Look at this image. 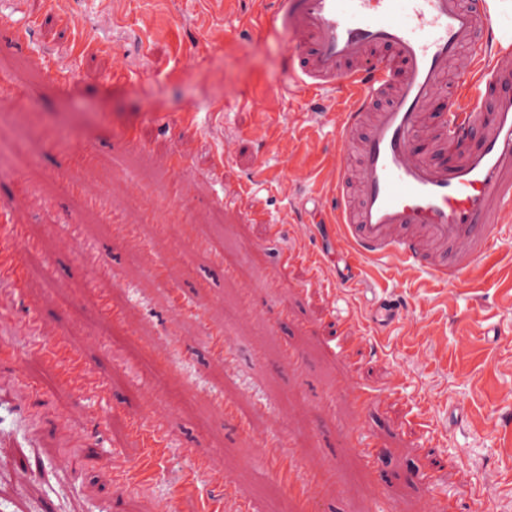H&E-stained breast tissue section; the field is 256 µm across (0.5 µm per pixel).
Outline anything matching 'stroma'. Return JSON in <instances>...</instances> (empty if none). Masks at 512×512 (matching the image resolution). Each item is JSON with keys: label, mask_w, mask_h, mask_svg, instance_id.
<instances>
[{"label": "stroma", "mask_w": 512, "mask_h": 512, "mask_svg": "<svg viewBox=\"0 0 512 512\" xmlns=\"http://www.w3.org/2000/svg\"><path fill=\"white\" fill-rule=\"evenodd\" d=\"M79 28L61 25L46 0H0V32L26 24L27 41H0V204L34 234L46 256L40 274L0 286V512H215L223 485L197 478L189 449L236 485L250 512H278L280 488L256 441H290L302 468L336 469L334 494L317 512H512L498 495L512 479V425L487 422L512 390V305L497 270L479 295L462 282L424 287L428 275H400L390 259L365 263L364 286L322 288L303 268L282 266L268 227L343 266L330 225L310 214L325 201L317 181L293 176L335 153L340 139L331 93L300 92L285 38L254 0L225 13L213 0H64ZM127 74L111 81L115 54ZM195 124L180 121L184 109ZM275 122L302 139L295 155L257 134ZM144 134L143 148L127 142ZM94 148L88 169L69 162L68 141ZM180 151L178 165L168 156ZM185 183L195 222L239 256L237 277L204 256L174 266L167 284L148 271L169 261L186 225L167 236L142 224L140 198L164 182ZM111 196L137 227L131 249L107 234L94 207L75 210L68 187ZM81 232L107 274L91 279L62 239ZM393 295L400 317L364 337L358 362L343 358L329 314L364 311L367 289ZM111 295L125 319L104 335L98 305ZM181 297L205 311L187 322ZM38 310L56 334L30 347L24 322ZM230 328L236 361L211 359L209 327ZM107 378L89 396L56 374V337ZM300 362L290 366L287 351ZM251 412L243 443L217 402ZM160 416L166 453L152 459L128 437L141 410ZM366 439L372 463L351 452ZM139 464L142 485L115 472Z\"/></svg>", "instance_id": "obj_1"}]
</instances>
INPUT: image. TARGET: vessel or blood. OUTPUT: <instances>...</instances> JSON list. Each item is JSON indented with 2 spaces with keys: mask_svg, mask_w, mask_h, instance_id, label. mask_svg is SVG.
<instances>
[{
  "mask_svg": "<svg viewBox=\"0 0 512 512\" xmlns=\"http://www.w3.org/2000/svg\"><path fill=\"white\" fill-rule=\"evenodd\" d=\"M274 19L294 47V67L309 88L348 91L341 146L356 142L359 166L341 159L317 167L336 202L330 218L350 246L342 280L357 281L363 261L396 258L403 270L426 269L442 281L477 286L504 239L512 215V30L500 26L491 0H275ZM389 54L380 60L378 50ZM479 51L466 84L455 88L439 124L428 121L436 87L452 63ZM387 104L373 110L376 98ZM469 141L470 149L435 160L421 138ZM24 229L0 208V285L17 276ZM57 374L89 394L106 386L82 358L58 347ZM164 421L135 416L130 435L157 446ZM268 457L287 459L282 482L291 504L315 512L316 496L296 455L279 439L261 442Z\"/></svg>",
  "mask_w": 512,
  "mask_h": 512,
  "instance_id": "vessel-or-blood-1",
  "label": "vessel or blood"
}]
</instances>
